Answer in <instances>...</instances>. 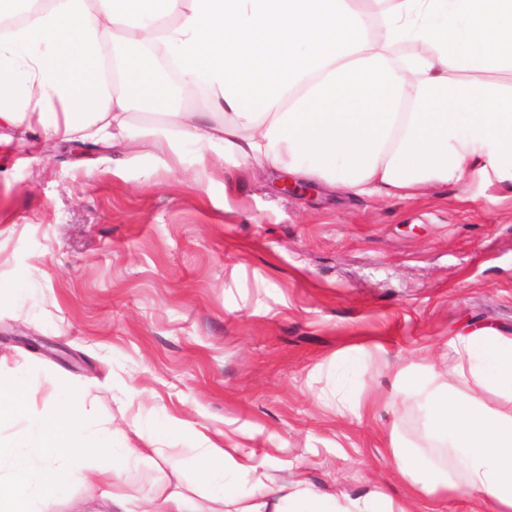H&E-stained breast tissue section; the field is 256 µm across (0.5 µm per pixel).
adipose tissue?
Segmentation results:
<instances>
[{
    "mask_svg": "<svg viewBox=\"0 0 512 512\" xmlns=\"http://www.w3.org/2000/svg\"><path fill=\"white\" fill-rule=\"evenodd\" d=\"M52 0L0 33V126L36 123L51 137L120 147L133 139L135 104L163 115L154 133L170 149L197 146L200 173L228 159L284 169L353 192L411 198L426 186L503 176L512 159V0ZM161 46L183 83L204 87L203 112L175 103L156 73ZM121 64V84L105 60ZM454 372L512 397V338L475 332L456 347ZM85 396L59 383L35 432L0 441V512H33L80 478L112 486L140 448L88 446ZM434 427L463 449L467 487L494 512H512V415L474 396H433ZM213 497L234 512H330L305 485L265 486L263 497L226 485L224 472H258L242 449L196 459Z\"/></svg>",
    "mask_w": 512,
    "mask_h": 512,
    "instance_id": "obj_1",
    "label": "adipose tissue"
}]
</instances>
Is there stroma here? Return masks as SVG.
<instances>
[{
    "label": "stroma",
    "mask_w": 512,
    "mask_h": 512,
    "mask_svg": "<svg viewBox=\"0 0 512 512\" xmlns=\"http://www.w3.org/2000/svg\"><path fill=\"white\" fill-rule=\"evenodd\" d=\"M4 134L0 381L24 379L27 415L1 440L44 419L64 380L87 395L85 435L149 451L122 466L127 512L171 494L225 512L194 465L212 444L264 461L267 484L304 479L335 512L378 493L396 512H477L424 392L512 415L452 371L463 335L512 338V180L286 196L265 171L228 194L223 169L197 182L193 149L151 134L125 150ZM396 447L448 488L423 493ZM111 493L78 479L34 510L113 512Z\"/></svg>",
    "instance_id": "1"
}]
</instances>
